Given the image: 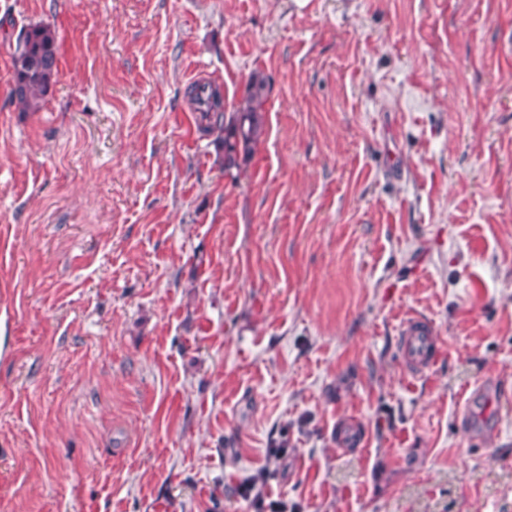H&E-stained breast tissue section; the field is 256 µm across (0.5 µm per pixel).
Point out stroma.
<instances>
[{
  "instance_id": "1",
  "label": "stroma",
  "mask_w": 512,
  "mask_h": 512,
  "mask_svg": "<svg viewBox=\"0 0 512 512\" xmlns=\"http://www.w3.org/2000/svg\"><path fill=\"white\" fill-rule=\"evenodd\" d=\"M200 72L267 84L228 173ZM0 252V512H512V0H0ZM12 68V100L21 111H41L58 73L57 39L50 25L35 24L20 29ZM397 350L404 371L411 378L427 375L445 352L433 322L420 314L402 322Z\"/></svg>"
}]
</instances>
